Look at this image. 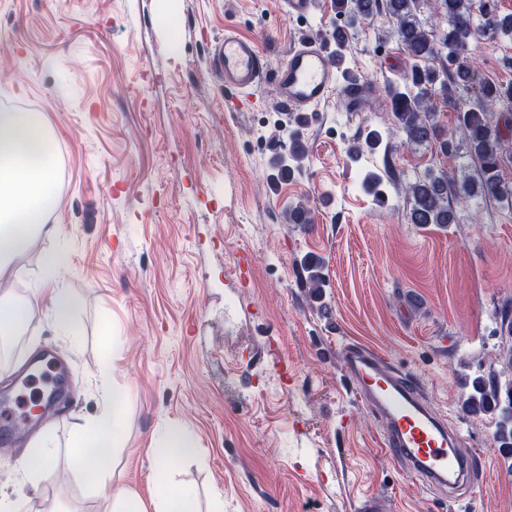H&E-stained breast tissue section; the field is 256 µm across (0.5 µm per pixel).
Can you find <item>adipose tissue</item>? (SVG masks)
<instances>
[{
  "label": "adipose tissue",
  "instance_id": "1",
  "mask_svg": "<svg viewBox=\"0 0 512 512\" xmlns=\"http://www.w3.org/2000/svg\"><path fill=\"white\" fill-rule=\"evenodd\" d=\"M57 203L53 138L39 123L36 113L22 110L0 111V276L17 274L14 265L39 237L52 235L56 226L45 217ZM42 284L51 285L48 319L60 333H69L76 302L62 284L59 261L48 254L40 265ZM109 401L98 419L87 422L74 441L73 464L83 470L85 451L109 450L114 426L119 423L122 398L108 394Z\"/></svg>",
  "mask_w": 512,
  "mask_h": 512
}]
</instances>
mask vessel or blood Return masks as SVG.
Here are the masks:
<instances>
[{
    "label": "vessel or blood",
    "instance_id": "b4317fda",
    "mask_svg": "<svg viewBox=\"0 0 512 512\" xmlns=\"http://www.w3.org/2000/svg\"><path fill=\"white\" fill-rule=\"evenodd\" d=\"M211 72L225 87L239 92L272 78L281 104L295 112H311L334 91H341L348 111H359L367 94L363 81L340 83L338 66L316 37L293 44L284 63L266 75L255 40L225 35L211 55ZM348 379L383 420V445L391 458L409 465L433 488L461 497L472 484L478 462L461 453L460 438L428 407L416 384L375 352L359 345L344 351Z\"/></svg>",
    "mask_w": 512,
    "mask_h": 512
}]
</instances>
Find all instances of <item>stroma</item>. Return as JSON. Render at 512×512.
<instances>
[{"mask_svg":"<svg viewBox=\"0 0 512 512\" xmlns=\"http://www.w3.org/2000/svg\"><path fill=\"white\" fill-rule=\"evenodd\" d=\"M306 23L282 0H0V100L37 113L56 146L58 235L36 239L0 278V297L35 295L43 255L58 254L76 300L72 333L47 321L23 336L0 372L13 390L30 362L65 367L66 407L0 447V493L24 491L31 512H102L76 471L72 439L104 401L103 362L124 400L108 489L160 497L158 450L180 426L196 445L168 479L193 491L195 512H512V454L488 417L461 409L465 382L499 369L512 337V206L457 207L456 223H409L410 203L366 174L411 179L461 173L465 149L392 134L383 87L411 61L383 15L349 30L343 65L375 91L361 111L334 92L303 130L293 179L272 160L288 142V112L272 80L225 89L209 56L225 32L255 39L276 70L302 33L328 40L343 26L332 0ZM480 79L512 83V41L479 37ZM382 148L350 160L354 139ZM310 224H290L292 202ZM319 257L328 286L310 300L299 263ZM360 344L405 372L484 469L466 497L444 499L384 445L380 418L346 377L343 349ZM54 466L17 488V462L41 430Z\"/></svg>","mask_w":512,"mask_h":512,"instance_id":"35a3bbf8","label":"stroma"}]
</instances>
